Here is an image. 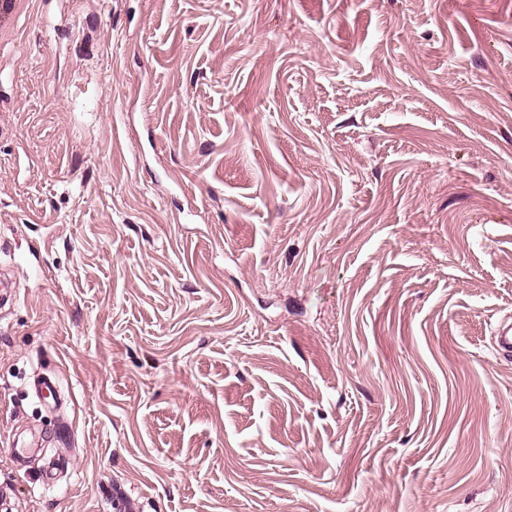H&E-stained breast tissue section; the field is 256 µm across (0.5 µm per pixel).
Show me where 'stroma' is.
Here are the masks:
<instances>
[{
  "label": "stroma",
  "instance_id": "1",
  "mask_svg": "<svg viewBox=\"0 0 512 512\" xmlns=\"http://www.w3.org/2000/svg\"><path fill=\"white\" fill-rule=\"evenodd\" d=\"M0 264L9 512H512V0H26ZM495 349L498 354L506 357L512 356V318L501 319L494 332ZM33 394L42 405L49 408H54L61 403L59 381L53 375L38 377L33 384Z\"/></svg>",
  "mask_w": 512,
  "mask_h": 512
}]
</instances>
